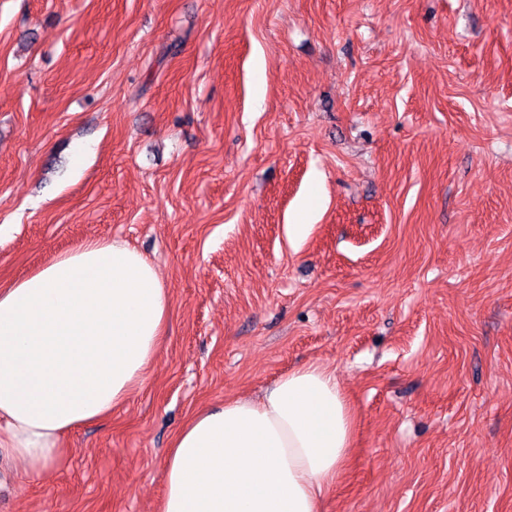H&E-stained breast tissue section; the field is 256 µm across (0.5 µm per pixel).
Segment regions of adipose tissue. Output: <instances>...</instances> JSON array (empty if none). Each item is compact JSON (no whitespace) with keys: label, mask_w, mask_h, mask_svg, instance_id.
I'll return each instance as SVG.
<instances>
[{"label":"adipose tissue","mask_w":512,"mask_h":512,"mask_svg":"<svg viewBox=\"0 0 512 512\" xmlns=\"http://www.w3.org/2000/svg\"><path fill=\"white\" fill-rule=\"evenodd\" d=\"M170 299L137 249L90 240L0 285V457L20 477L59 462L72 430L149 378ZM354 433L327 366L278 377L262 399L196 414L166 458L161 512H319Z\"/></svg>","instance_id":"1"}]
</instances>
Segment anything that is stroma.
Masks as SVG:
<instances>
[{"label":"stroma","instance_id":"obj_1","mask_svg":"<svg viewBox=\"0 0 512 512\" xmlns=\"http://www.w3.org/2000/svg\"><path fill=\"white\" fill-rule=\"evenodd\" d=\"M3 224L0 283L120 241L170 314L0 512H158L194 413L311 362L357 419L322 512H512V0H0Z\"/></svg>","mask_w":512,"mask_h":512}]
</instances>
